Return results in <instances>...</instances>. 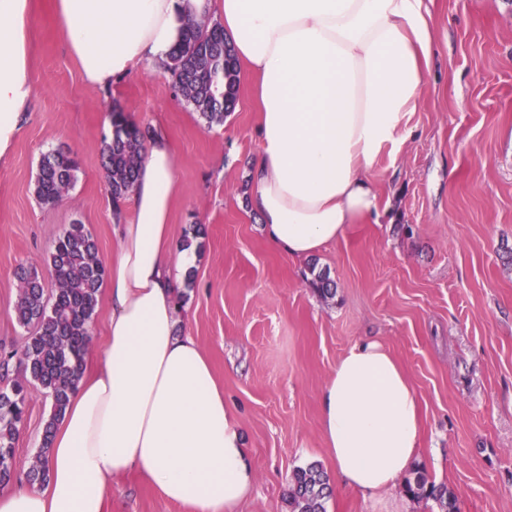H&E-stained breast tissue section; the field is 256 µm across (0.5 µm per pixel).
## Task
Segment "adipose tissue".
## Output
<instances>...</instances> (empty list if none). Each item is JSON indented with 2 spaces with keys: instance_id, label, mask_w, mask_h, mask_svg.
<instances>
[{
  "instance_id": "1",
  "label": "adipose tissue",
  "mask_w": 512,
  "mask_h": 512,
  "mask_svg": "<svg viewBox=\"0 0 512 512\" xmlns=\"http://www.w3.org/2000/svg\"><path fill=\"white\" fill-rule=\"evenodd\" d=\"M32 15V0H0V161L34 104ZM55 18L84 81L98 87L139 62L164 71L192 23L223 27L256 77L248 204L291 260L376 212L373 161L416 108L432 49L423 0H55ZM147 139L132 211L112 215L120 248L97 368L55 428L46 483L0 492V512H103L111 478L131 470L188 512H235L252 490L240 424L199 344L177 331L176 291L196 248L173 246L170 140L158 127ZM320 419L337 488L376 496L417 458L418 397L378 342L337 362Z\"/></svg>"
}]
</instances>
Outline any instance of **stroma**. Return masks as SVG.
Segmentation results:
<instances>
[{"label": "stroma", "instance_id": "1", "mask_svg": "<svg viewBox=\"0 0 512 512\" xmlns=\"http://www.w3.org/2000/svg\"><path fill=\"white\" fill-rule=\"evenodd\" d=\"M432 52L416 109L371 174L379 213L349 225L318 255L289 260L248 208L244 174L257 155L252 76L238 103L207 123L138 64L101 89L66 50L54 0H33L35 107L0 165V349L22 343L15 270L47 272L69 225L119 251L101 153L119 110L163 127L176 158L175 247L195 237L199 260L179 303L180 331L209 358L242 428L255 479L237 512H289L292 471L333 465L320 393L356 343L376 340L398 361L421 406L417 470L452 489L460 512H512V0H425ZM74 155V185L53 205L35 182L43 154ZM328 272L336 291L312 285ZM51 404L33 391L15 448L18 482L36 459ZM105 512H187L141 475L112 480ZM326 512H437L403 485L376 497L334 491Z\"/></svg>", "mask_w": 512, "mask_h": 512}]
</instances>
